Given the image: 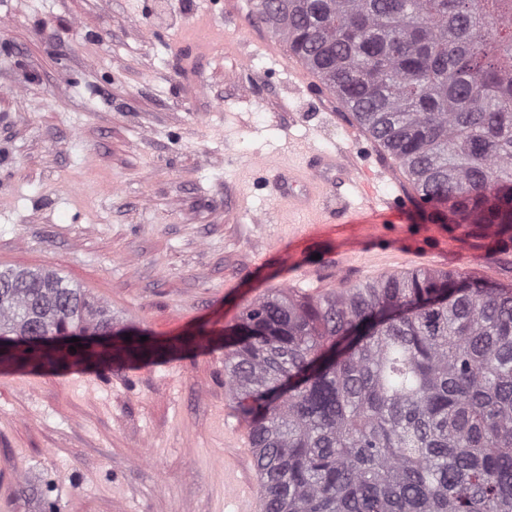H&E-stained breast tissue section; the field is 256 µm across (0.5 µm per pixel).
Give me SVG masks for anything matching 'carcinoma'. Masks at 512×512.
<instances>
[{"mask_svg": "<svg viewBox=\"0 0 512 512\" xmlns=\"http://www.w3.org/2000/svg\"><path fill=\"white\" fill-rule=\"evenodd\" d=\"M448 223L512 244V0H249ZM117 325L49 269L0 270V367L149 364L211 345ZM44 336L77 339L45 350ZM147 337L141 341V337ZM262 512H512V287L413 269L278 289L224 330Z\"/></svg>", "mask_w": 512, "mask_h": 512, "instance_id": "obj_1", "label": "carcinoma"}]
</instances>
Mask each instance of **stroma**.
I'll use <instances>...</instances> for the list:
<instances>
[{
  "mask_svg": "<svg viewBox=\"0 0 512 512\" xmlns=\"http://www.w3.org/2000/svg\"><path fill=\"white\" fill-rule=\"evenodd\" d=\"M249 0H0V268H46L116 320L197 349L156 364L0 369V512H246L258 482L224 385V330L274 288L315 296L427 267L512 285V252L422 207L293 243L271 179L348 143L334 93ZM222 27L194 81L173 43ZM383 193H411L348 143ZM341 264L327 266L333 256Z\"/></svg>",
  "mask_w": 512,
  "mask_h": 512,
  "instance_id": "obj_1",
  "label": "stroma"
}]
</instances>
